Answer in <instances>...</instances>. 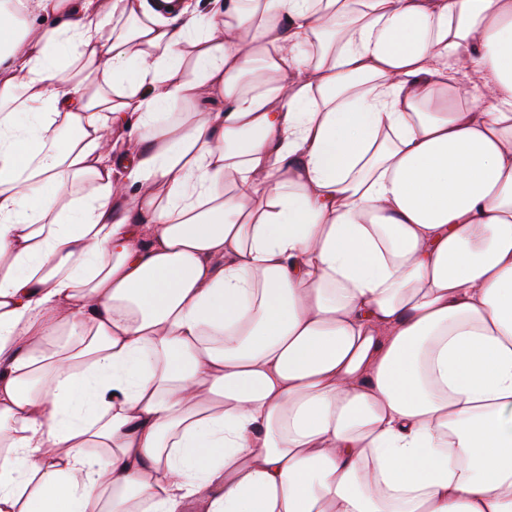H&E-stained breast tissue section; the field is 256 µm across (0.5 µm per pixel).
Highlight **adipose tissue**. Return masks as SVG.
<instances>
[{
    "instance_id": "obj_1",
    "label": "adipose tissue",
    "mask_w": 512,
    "mask_h": 512,
    "mask_svg": "<svg viewBox=\"0 0 512 512\" xmlns=\"http://www.w3.org/2000/svg\"><path fill=\"white\" fill-rule=\"evenodd\" d=\"M190 505L512 512V0H0V512Z\"/></svg>"
}]
</instances>
